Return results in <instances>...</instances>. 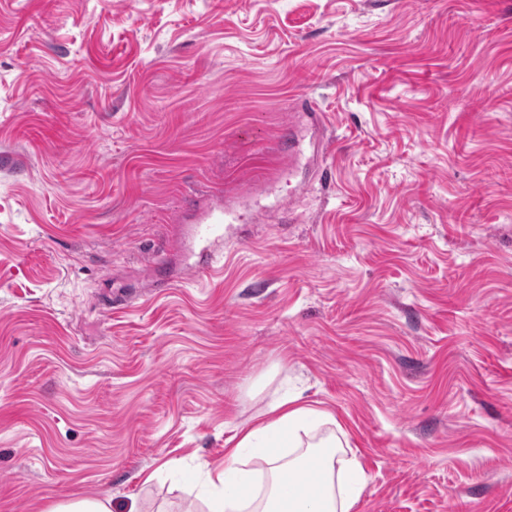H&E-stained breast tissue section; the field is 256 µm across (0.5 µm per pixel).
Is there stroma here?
<instances>
[{"label":"stroma","mask_w":512,"mask_h":512,"mask_svg":"<svg viewBox=\"0 0 512 512\" xmlns=\"http://www.w3.org/2000/svg\"><path fill=\"white\" fill-rule=\"evenodd\" d=\"M285 386L351 512H512V0H0V512H207ZM240 216L226 208L220 196H215L206 206L202 217L196 224H189L181 229L187 258L190 261L188 271H197L200 268L196 261L191 260L197 255L199 246L206 251L211 245L224 240V224L239 223ZM50 512H112V503L108 499H80L59 504Z\"/></svg>","instance_id":"obj_1"}]
</instances>
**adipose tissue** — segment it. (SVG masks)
<instances>
[{"label":"adipose tissue","instance_id":"1","mask_svg":"<svg viewBox=\"0 0 512 512\" xmlns=\"http://www.w3.org/2000/svg\"><path fill=\"white\" fill-rule=\"evenodd\" d=\"M336 419L280 396L228 449L208 512H350L366 478Z\"/></svg>","mask_w":512,"mask_h":512}]
</instances>
